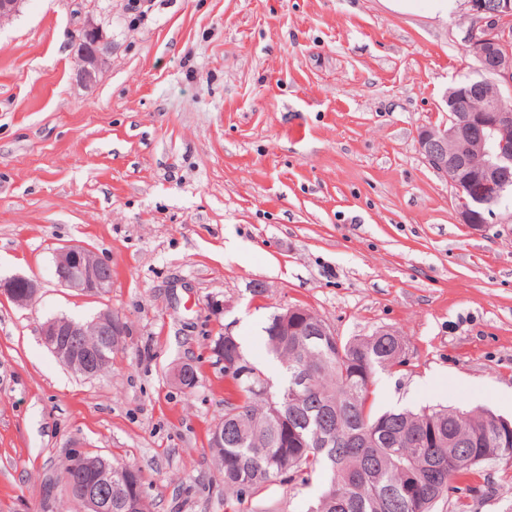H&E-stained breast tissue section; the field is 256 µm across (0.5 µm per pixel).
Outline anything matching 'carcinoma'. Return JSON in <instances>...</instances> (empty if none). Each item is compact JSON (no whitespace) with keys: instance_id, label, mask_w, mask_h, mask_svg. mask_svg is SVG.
<instances>
[{"instance_id":"carcinoma-1","label":"carcinoma","mask_w":512,"mask_h":512,"mask_svg":"<svg viewBox=\"0 0 512 512\" xmlns=\"http://www.w3.org/2000/svg\"><path fill=\"white\" fill-rule=\"evenodd\" d=\"M269 352L287 380L265 399L264 380L233 379L224 400V447L215 449L224 472L225 512L278 483L306 485L327 476L308 512H435L459 490L455 479L482 463L512 469V431L492 412L423 408L378 413L370 404L374 377L404 364L403 336L379 331L356 341L339 337L305 343L274 336ZM223 357L246 361L240 342L223 336ZM309 386L291 396L294 380Z\"/></svg>"}]
</instances>
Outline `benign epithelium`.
Here are the masks:
<instances>
[{"instance_id":"benign-epithelium-1","label":"benign epithelium","mask_w":512,"mask_h":512,"mask_svg":"<svg viewBox=\"0 0 512 512\" xmlns=\"http://www.w3.org/2000/svg\"><path fill=\"white\" fill-rule=\"evenodd\" d=\"M469 25L461 41L474 57L485 78L471 85L470 95L481 100L472 111L458 104L461 91L450 88L445 101L455 103L448 122L421 131L418 146L421 155L439 175L450 181L457 192V211L461 223L483 230L496 217L493 204L503 198L512 184V99L504 96L495 78L500 77L512 89V30L505 21L512 19V0H468ZM80 66L76 78L91 84L112 54V40L102 28L89 20L76 35ZM58 282L82 294L102 295L112 288V267L85 246H65L54 253ZM36 293V284L24 277L0 280V295L26 306ZM315 314L293 307L279 314L274 331L291 328L308 339L332 336L325 324L308 326ZM40 335L48 350L74 374L91 378L101 372L97 349L88 337L98 336L119 344L125 325L110 311H103L90 322L66 317L46 321ZM66 482L75 488L85 512H112V501L143 505L145 497L126 469L112 476V468L95 469L88 456L75 451L70 456Z\"/></svg>"}]
</instances>
